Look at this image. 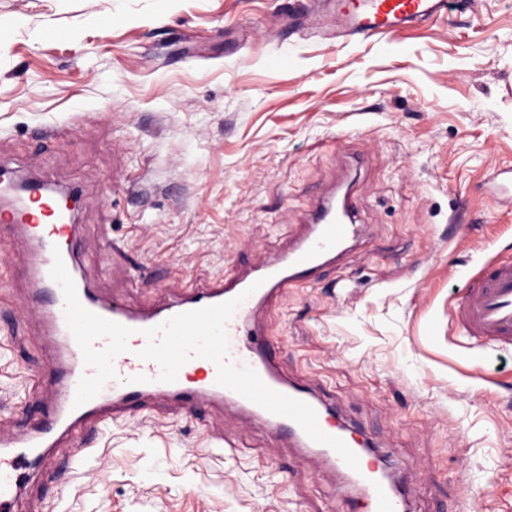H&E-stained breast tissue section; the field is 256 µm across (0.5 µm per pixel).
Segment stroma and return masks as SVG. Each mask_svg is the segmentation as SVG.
Returning <instances> with one entry per match:
<instances>
[{
    "label": "stroma",
    "instance_id": "stroma-1",
    "mask_svg": "<svg viewBox=\"0 0 512 512\" xmlns=\"http://www.w3.org/2000/svg\"><path fill=\"white\" fill-rule=\"evenodd\" d=\"M351 154L359 237L256 319L288 377L396 449L414 512H505L512 360L450 332L448 306L512 250L488 181L512 167V0H458L387 46L337 39L318 0H0V161L79 190L104 298L170 303L266 264ZM27 254L0 226L5 434L50 391ZM338 484L235 408L157 398L56 449L20 512H347Z\"/></svg>",
    "mask_w": 512,
    "mask_h": 512
}]
</instances>
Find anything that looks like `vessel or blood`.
Listing matches in <instances>:
<instances>
[{"instance_id": "1", "label": "vessel or blood", "mask_w": 512, "mask_h": 512, "mask_svg": "<svg viewBox=\"0 0 512 512\" xmlns=\"http://www.w3.org/2000/svg\"><path fill=\"white\" fill-rule=\"evenodd\" d=\"M330 27L346 39L378 37L444 15L448 0H322ZM31 245V298L60 344L55 396L39 418L0 437V512H16L21 483L80 425L143 410L158 396L198 409L228 401L285 434L291 447L340 472L363 512H409V486L394 477L378 439L356 444L336 408L308 385L284 377L273 340L255 329L257 304L318 279L359 226L350 199L328 193L304 233L275 261L205 286L185 283L179 301L134 310L106 300L77 269L75 226L55 199L11 224ZM458 335L497 355L512 353V260L487 263L467 279L451 315ZM111 387H104L103 377Z\"/></svg>"}]
</instances>
